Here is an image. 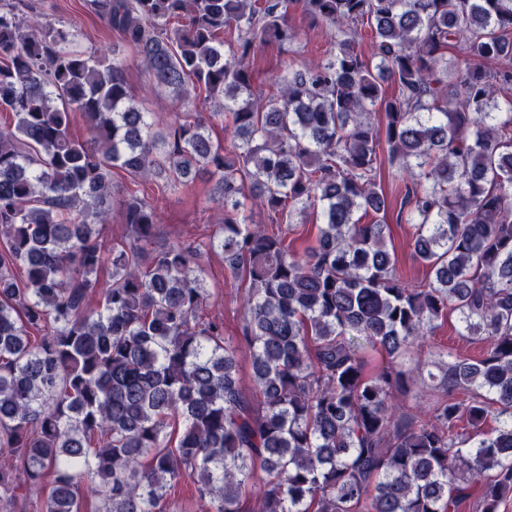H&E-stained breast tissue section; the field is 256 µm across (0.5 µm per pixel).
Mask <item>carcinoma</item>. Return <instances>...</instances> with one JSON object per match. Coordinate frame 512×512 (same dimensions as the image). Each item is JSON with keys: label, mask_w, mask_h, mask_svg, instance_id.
<instances>
[{"label": "carcinoma", "mask_w": 512, "mask_h": 512, "mask_svg": "<svg viewBox=\"0 0 512 512\" xmlns=\"http://www.w3.org/2000/svg\"><path fill=\"white\" fill-rule=\"evenodd\" d=\"M293 0H90L154 84L186 112L165 127L135 105L126 62L76 45L28 0H0V501L40 512H500L512 495V0H300L336 30V53L253 89L250 59L288 43ZM369 27L371 55L356 49ZM235 29L231 42L221 38ZM463 50L462 97L443 92ZM397 84L387 97L382 84ZM503 100H498V97ZM383 110L380 130L370 114ZM80 113L90 139L72 133ZM229 117L231 149L210 134ZM413 184L408 223L427 282L405 286L376 190L380 141ZM176 194L216 182L224 218L210 246L249 282L240 343L209 299L198 247L155 243L157 208L122 201L128 246L97 271L112 169ZM293 217L319 207L303 256L240 197ZM99 296L96 309L89 307ZM457 313L470 358L438 353L423 414L410 347ZM251 353L253 393L238 377ZM389 363L374 376L364 358ZM503 417L495 435L456 432Z\"/></svg>", "instance_id": "carcinoma-1"}]
</instances>
